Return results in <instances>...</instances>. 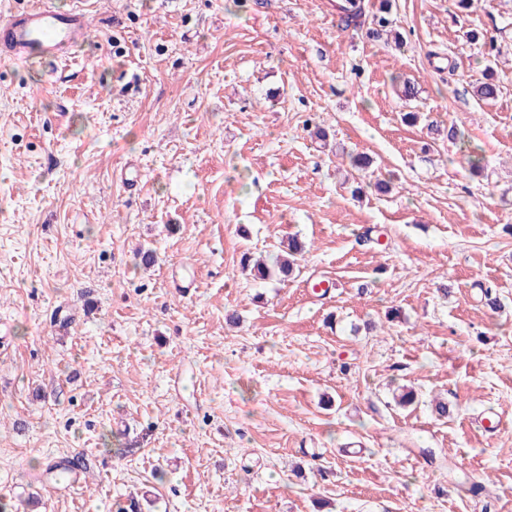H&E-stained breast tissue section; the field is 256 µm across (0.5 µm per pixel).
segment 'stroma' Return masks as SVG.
<instances>
[{"label":"stroma","mask_w":512,"mask_h":512,"mask_svg":"<svg viewBox=\"0 0 512 512\" xmlns=\"http://www.w3.org/2000/svg\"><path fill=\"white\" fill-rule=\"evenodd\" d=\"M50 2L89 36L0 60V499L512 512V0H391L398 44L337 0Z\"/></svg>","instance_id":"obj_1"}]
</instances>
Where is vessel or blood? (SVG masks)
Instances as JSON below:
<instances>
[{"label": "vessel or blood", "mask_w": 512, "mask_h": 512, "mask_svg": "<svg viewBox=\"0 0 512 512\" xmlns=\"http://www.w3.org/2000/svg\"><path fill=\"white\" fill-rule=\"evenodd\" d=\"M88 22L81 7L59 12L49 0H32L21 13L0 18V58L54 64L66 46L85 37Z\"/></svg>", "instance_id": "b4317fda"}]
</instances>
